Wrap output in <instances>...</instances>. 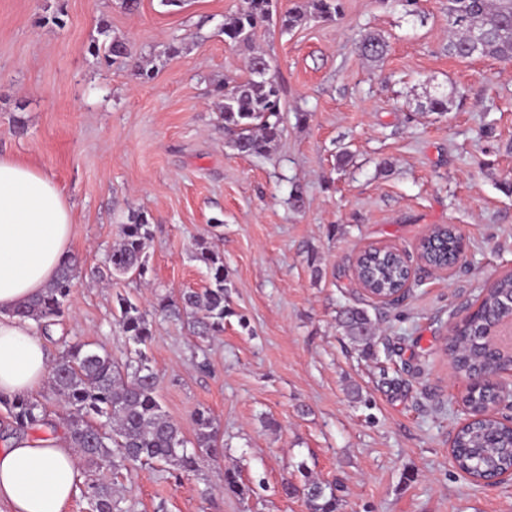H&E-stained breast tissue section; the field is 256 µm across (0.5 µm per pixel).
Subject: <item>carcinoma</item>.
<instances>
[{
  "label": "carcinoma",
  "mask_w": 512,
  "mask_h": 512,
  "mask_svg": "<svg viewBox=\"0 0 512 512\" xmlns=\"http://www.w3.org/2000/svg\"><path fill=\"white\" fill-rule=\"evenodd\" d=\"M272 7V0H244L242 8L223 24L224 41L250 52L247 76L216 89L224 130L230 133V143L238 153L251 156L269 154L282 135L281 87L273 74L259 71L265 53L254 41L257 29L273 20ZM342 8V0H299L281 14V29L291 31L311 19H332ZM448 26L454 33L448 38V55L512 61V0H448ZM386 47L385 39L378 35L369 34L360 42L362 55L374 61L384 56ZM119 56L124 60L132 56L126 41L114 39L104 46L105 61L114 63ZM150 238L147 215L131 213L122 226L120 241L108 255L111 274L143 275ZM457 239L455 227L437 226L421 241L420 254L432 265L445 266L455 258ZM195 259L207 270L208 288L200 293L184 292L176 300L164 298L159 309L187 320L193 334L205 339L224 332V259L203 239L196 243ZM362 271L373 297L392 296L407 280L404 258L388 251L362 255ZM75 279V259L68 256L44 292L19 306L15 314L32 321L41 335H50L52 327L60 324ZM117 304L122 332L137 346L136 357L119 362L100 345L76 343L66 346L51 368V386L67 411L65 434L88 466L97 470L158 463L181 474L195 472L201 453L215 458L224 454L214 419L205 410L196 411L195 441L185 438L163 409L157 396V376L139 349L153 336L147 314L127 297H118ZM474 306L455 324L445 343L453 368L463 376L486 370L490 328L512 322V274L482 290ZM338 323L353 343L371 348L372 322L364 308H343ZM48 404L46 398L0 394V406L7 411L3 432L56 429ZM454 451L458 467L474 477L506 471L512 468V430L490 417L478 419L456 433ZM80 491L90 512H121L107 480L90 479ZM303 494L310 512H336V498L325 484L310 480Z\"/></svg>",
  "instance_id": "obj_1"
}]
</instances>
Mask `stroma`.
I'll use <instances>...</instances> for the list:
<instances>
[{
    "mask_svg": "<svg viewBox=\"0 0 512 512\" xmlns=\"http://www.w3.org/2000/svg\"><path fill=\"white\" fill-rule=\"evenodd\" d=\"M343 4L331 20L258 31L284 132L257 157L233 150L213 94L244 74L246 53L222 33L242 0H140L134 12L121 0H0V154L54 179L74 220L76 285L50 356L89 342L126 360L116 298L129 297L153 326L145 353L167 415L191 440L207 409L224 439L223 459L201 456L179 479L157 464L121 470L122 512H309V478L331 487L336 512H512V483L475 484L452 462L463 381L442 350L479 291L512 272V63L448 56L447 0H420L416 17L391 0ZM369 32L388 43L381 61L359 50ZM115 38L133 64L98 56ZM438 92L443 116L424 110ZM133 211L150 217L148 270L110 274ZM437 224L466 244L449 276L418 259ZM201 236L224 258L226 287L224 331L205 340L158 310L207 286ZM371 244L411 258L397 305L364 298L353 279ZM348 305L372 319L371 352L337 323ZM226 468L240 492L222 490Z\"/></svg>",
    "mask_w": 512,
    "mask_h": 512,
    "instance_id": "obj_1",
    "label": "stroma"
}]
</instances>
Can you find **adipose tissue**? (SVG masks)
<instances>
[{"label": "adipose tissue", "mask_w": 512, "mask_h": 512, "mask_svg": "<svg viewBox=\"0 0 512 512\" xmlns=\"http://www.w3.org/2000/svg\"><path fill=\"white\" fill-rule=\"evenodd\" d=\"M73 236L71 208L46 174L0 155V393L34 394L50 372L48 350L14 310L54 279ZM79 473L63 432L0 442V505L7 512H65Z\"/></svg>", "instance_id": "1"}]
</instances>
